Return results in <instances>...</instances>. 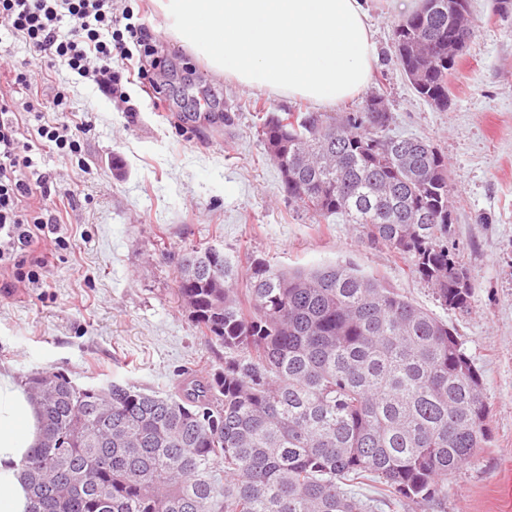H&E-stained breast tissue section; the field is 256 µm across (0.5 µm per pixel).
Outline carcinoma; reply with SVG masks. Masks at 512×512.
<instances>
[{
	"label": "carcinoma",
	"mask_w": 512,
	"mask_h": 512,
	"mask_svg": "<svg viewBox=\"0 0 512 512\" xmlns=\"http://www.w3.org/2000/svg\"><path fill=\"white\" fill-rule=\"evenodd\" d=\"M448 0L395 28L418 97L448 110ZM384 98L357 112L268 113L258 135L288 204L356 225L408 260L449 309L472 276L448 248L452 183L432 144L391 133ZM176 295L217 368L170 395L133 383L80 388L20 377L40 438L21 466L29 512H375L347 491L370 481L431 512L444 479L487 441L481 377L448 324L356 269L255 261L244 290L215 247L178 258Z\"/></svg>",
	"instance_id": "cac0c4a2"
}]
</instances>
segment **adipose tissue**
Segmentation results:
<instances>
[{"label": "adipose tissue", "instance_id": "1", "mask_svg": "<svg viewBox=\"0 0 512 512\" xmlns=\"http://www.w3.org/2000/svg\"><path fill=\"white\" fill-rule=\"evenodd\" d=\"M176 43L247 89L333 107L370 81L376 47L364 0H153ZM35 407L0 371V512H27L21 462Z\"/></svg>", "mask_w": 512, "mask_h": 512}]
</instances>
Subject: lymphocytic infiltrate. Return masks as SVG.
Returning <instances> with one entry per match:
<instances>
[{"label": "lymphocytic infiltrate", "mask_w": 512, "mask_h": 512, "mask_svg": "<svg viewBox=\"0 0 512 512\" xmlns=\"http://www.w3.org/2000/svg\"><path fill=\"white\" fill-rule=\"evenodd\" d=\"M12 40L25 43L45 65L62 61L108 92L115 59L130 58L134 45L144 55L154 53L141 28L114 16L112 0H0V43ZM39 104L34 98L21 106L13 94L0 92V270L32 263L26 278L34 284L46 264L39 253L44 242L67 246L64 237L46 236L56 230L60 212L46 204L51 181L38 168L36 144L48 143L67 156L82 152L81 137L70 125L41 123ZM28 118L38 123L33 140L24 136Z\"/></svg>", "instance_id": "obj_1"}]
</instances>
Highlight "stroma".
<instances>
[{"label":"stroma","instance_id":"35a3bbf8","mask_svg":"<svg viewBox=\"0 0 512 512\" xmlns=\"http://www.w3.org/2000/svg\"><path fill=\"white\" fill-rule=\"evenodd\" d=\"M120 5L157 58L126 61L118 93L60 62L36 76L45 97L60 88L67 96L64 111L43 108L45 123L75 120L89 131L80 157L42 152L53 192L71 201L60 230L70 246L41 285L0 291V370L169 394L182 373L204 375L215 360L177 301L180 251L223 250L241 284L257 259L286 269L346 264L454 327L481 375L489 442L449 475L435 512H512V0H471L474 34L444 111L419 98L397 64L398 0H367L379 54L367 93L383 96L393 133L429 141L448 160V246L473 276L465 311L442 306L406 261L363 243L355 225L288 204L250 103L284 113L306 100L224 80L169 38L152 0Z\"/></svg>","mask_w":512,"mask_h":512}]
</instances>
